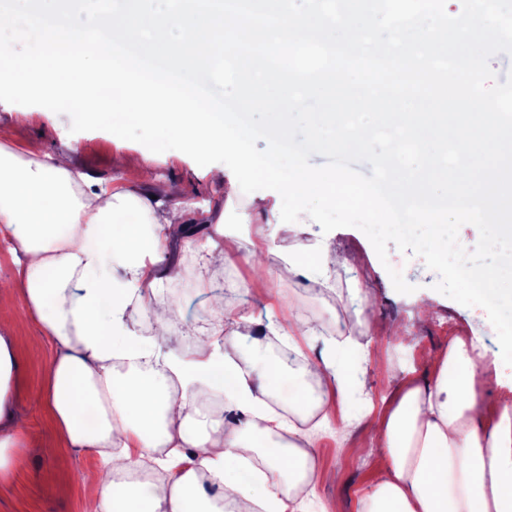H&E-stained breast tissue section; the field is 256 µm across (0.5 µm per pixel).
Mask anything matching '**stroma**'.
I'll use <instances>...</instances> for the list:
<instances>
[{"label": "stroma", "mask_w": 512, "mask_h": 512, "mask_svg": "<svg viewBox=\"0 0 512 512\" xmlns=\"http://www.w3.org/2000/svg\"><path fill=\"white\" fill-rule=\"evenodd\" d=\"M70 124L68 116L45 112L38 106L0 102V128L8 129L10 142L18 151L36 147L68 153L73 165L98 183L116 177L137 185L145 171H152L156 178L183 184L177 203L192 212L222 202V187L185 153L169 150L157 154L102 130L71 132ZM124 152L139 155L141 165L115 170L112 160ZM224 230V246L232 254L223 267L210 272L205 288L197 285L195 256L212 237V228L192 236L190 243L165 248L166 260L182 269L180 277L164 283L160 291L163 299L180 308L171 330V348L185 352L208 336L210 299L220 294L232 306L251 301L255 314L261 317L270 311L278 320L291 313L310 321L318 331L304 340L306 352L343 363L354 381L347 402L334 403L327 417L311 418L302 426L317 438L314 452L323 473L304 512H359L360 495L371 484L379 465L369 451L370 436L361 424L362 416L366 409H381L404 383L429 380L432 369L428 357L435 348L456 336L477 342L487 364H499L504 375H512V366L502 362L497 334L486 311L463 306L437 292L439 276L422 257L404 254L392 246L386 260H379L369 239L353 227L325 233L313 221L271 225L270 238L278 253L319 242L329 251L361 256L357 271L344 274L335 288L324 289L305 279L281 281L272 272L254 278L248 261L252 251L248 225L238 223L231 214ZM392 268L414 285L413 293L395 290L388 274ZM0 308L12 311L17 327L18 369L12 408L24 418L31 442L30 451L18 459L11 480L0 485V512H100L98 489L80 479L84 470L97 465V457L68 448L49 415L27 399L29 390L45 385L48 367L60 345L42 337L20 298L1 294ZM346 331L351 332L354 345H343L341 335ZM65 451L71 455L72 468L61 472L55 459Z\"/></svg>", "instance_id": "stroma-1"}]
</instances>
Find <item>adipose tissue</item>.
Here are the masks:
<instances>
[{"label": "adipose tissue", "instance_id": "obj_1", "mask_svg": "<svg viewBox=\"0 0 512 512\" xmlns=\"http://www.w3.org/2000/svg\"><path fill=\"white\" fill-rule=\"evenodd\" d=\"M223 205L193 215L172 206L167 182L91 188L65 156L19 154L0 132V238L12 242L13 278L43 337L61 351L46 387L33 397L71 447L97 454L84 471L101 512H298L320 480L314 440L301 422L326 414L332 396L347 398L340 364L297 348L315 335L309 322L268 323L288 341L296 365L273 356L245 359L238 339L255 323L240 306L213 296L209 339L190 352L169 347L175 303L159 299L179 277L165 245L185 240L191 224H223L240 198L227 173ZM121 277H113V266ZM353 258L320 243L296 247L277 265L282 280L305 277L329 286ZM14 323L0 312V482L30 446L10 408L16 372ZM477 343L456 338L432 356L431 382L404 385L381 416L365 414L371 451L381 461L363 490L360 512H512V388L495 421L478 409L485 374ZM225 393L235 422L197 405ZM287 401L291 421L274 408ZM143 477L135 480L132 469Z\"/></svg>", "mask_w": 512, "mask_h": 512}]
</instances>
